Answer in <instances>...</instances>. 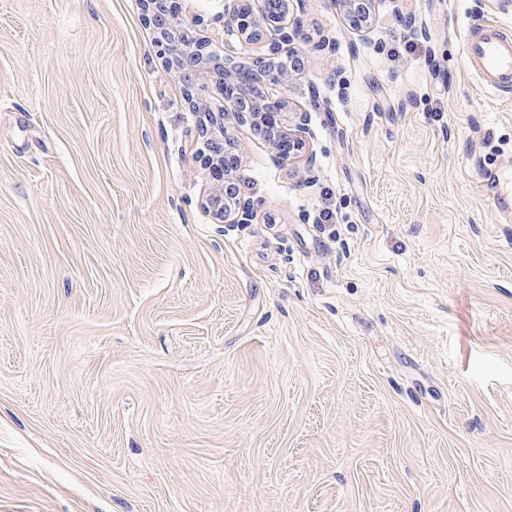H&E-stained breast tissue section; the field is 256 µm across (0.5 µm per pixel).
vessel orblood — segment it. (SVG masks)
Returning a JSON list of instances; mask_svg holds the SVG:
<instances>
[{
  "instance_id": "obj_1",
  "label": "vessel or blood",
  "mask_w": 512,
  "mask_h": 512,
  "mask_svg": "<svg viewBox=\"0 0 512 512\" xmlns=\"http://www.w3.org/2000/svg\"><path fill=\"white\" fill-rule=\"evenodd\" d=\"M492 16L468 28L465 56L484 88L497 96L512 95V26L501 21L507 5L492 7Z\"/></svg>"
}]
</instances>
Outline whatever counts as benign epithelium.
<instances>
[{
	"label": "benign epithelium",
	"instance_id": "obj_1",
	"mask_svg": "<svg viewBox=\"0 0 512 512\" xmlns=\"http://www.w3.org/2000/svg\"><path fill=\"white\" fill-rule=\"evenodd\" d=\"M335 4L357 30L370 28L376 0H335ZM142 6L157 54L184 83L188 104L199 114L197 137L207 170L200 206L215 224H249L258 203L242 189L232 124H248L263 132L279 163L306 151L309 111L294 112V125L287 128L281 114L288 110V100L263 95L267 84L286 87L301 72L296 59L303 51L296 44L303 33L288 19L290 0H263L258 11L247 0H224V24L240 41L254 44L272 36L266 53L254 58L250 67L237 66L213 50L199 37L201 20L180 17L174 0H142ZM212 80L224 95V108L218 114L206 111L200 97Z\"/></svg>",
	"mask_w": 512,
	"mask_h": 512
}]
</instances>
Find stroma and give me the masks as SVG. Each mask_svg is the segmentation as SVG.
Segmentation results:
<instances>
[{
    "instance_id": "35a3bbf8",
    "label": "stroma",
    "mask_w": 512,
    "mask_h": 512,
    "mask_svg": "<svg viewBox=\"0 0 512 512\" xmlns=\"http://www.w3.org/2000/svg\"><path fill=\"white\" fill-rule=\"evenodd\" d=\"M293 11L305 67L267 92L313 162L237 127L259 208L215 224L140 0H0V512H512V223L479 187L512 96L462 51L486 0ZM334 2L357 30L370 28L376 0H336Z\"/></svg>"
}]
</instances>
